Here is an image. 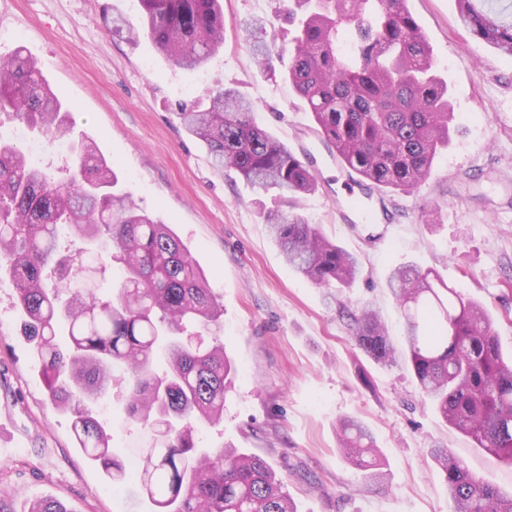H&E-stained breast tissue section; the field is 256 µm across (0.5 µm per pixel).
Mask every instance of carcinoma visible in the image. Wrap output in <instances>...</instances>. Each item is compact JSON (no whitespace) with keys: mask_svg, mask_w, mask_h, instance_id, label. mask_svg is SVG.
I'll return each mask as SVG.
<instances>
[{"mask_svg":"<svg viewBox=\"0 0 512 512\" xmlns=\"http://www.w3.org/2000/svg\"><path fill=\"white\" fill-rule=\"evenodd\" d=\"M140 34L177 66L204 67L224 42L221 0H140ZM407 0H288V81L303 98L324 141L344 168L388 191L412 193L448 147L454 113L448 84ZM469 35L512 57V19L485 0H457ZM0 111L14 113L51 141L69 133L70 109L41 68L18 49L0 59ZM258 105L231 89L179 119L207 147L212 166L232 169L274 197L308 194L309 167L260 125ZM114 170L91 140L73 143L64 179L33 166L21 146L0 137V279L15 288L43 385L75 414L79 447L114 483L138 481L155 512H296L284 482L257 455L200 448L195 426L220 420L226 382L235 372L218 337L222 309L205 272L178 235L139 210L118 188ZM288 266L326 288L350 286L359 258L299 214L268 218ZM104 240L123 261L108 297L79 284L76 259L59 255V235ZM60 279L49 288V268ZM390 288L405 321L409 362L421 399L453 428L512 464V359L499 346L483 306L464 299L432 270L395 269ZM366 355L393 359L377 311L349 313ZM214 341L185 342L191 328ZM127 371L128 417L164 431L129 475L89 404L108 393L112 370ZM340 447L354 465L376 462L361 422H341ZM444 474L452 512H512V493L484 482L447 448L431 449Z\"/></svg>","mask_w":512,"mask_h":512,"instance_id":"obj_1","label":"carcinoma"}]
</instances>
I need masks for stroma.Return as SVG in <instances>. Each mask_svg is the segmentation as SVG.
<instances>
[{"label": "stroma", "instance_id": "1", "mask_svg": "<svg viewBox=\"0 0 512 512\" xmlns=\"http://www.w3.org/2000/svg\"><path fill=\"white\" fill-rule=\"evenodd\" d=\"M287 0H223L224 43L199 71L173 65L148 38L113 29L138 23L139 0H0V58L23 45L71 112L70 139H92L125 192L187 244L224 306L222 340L236 373L221 423L200 426L201 447L231 446L265 459L288 483L297 512H451L430 455L448 448L480 479L512 489V465L424 407L407 363L402 319L387 286L402 265L435 270L483 304L512 355V58L462 28L456 0H407L450 91L456 127L418 192L390 193L396 222L371 208L340 223L342 193L329 150L288 82ZM262 22L259 34L246 25ZM278 54L259 69L252 39ZM231 88L258 103L261 124L293 152L322 157L317 190L293 202L262 193L235 171L213 169L204 144L181 124L183 106ZM300 214L355 254L361 275L328 289L288 267L268 215ZM15 290L0 282V512L50 498L68 512H149L133 487L113 488L77 448L73 415L48 396L22 334ZM372 305L395 350L379 365L356 345L340 307ZM125 371L115 369L98 418L124 464L152 446V428L125 412ZM371 431L383 483L343 456L340 420Z\"/></svg>", "mask_w": 512, "mask_h": 512}]
</instances>
